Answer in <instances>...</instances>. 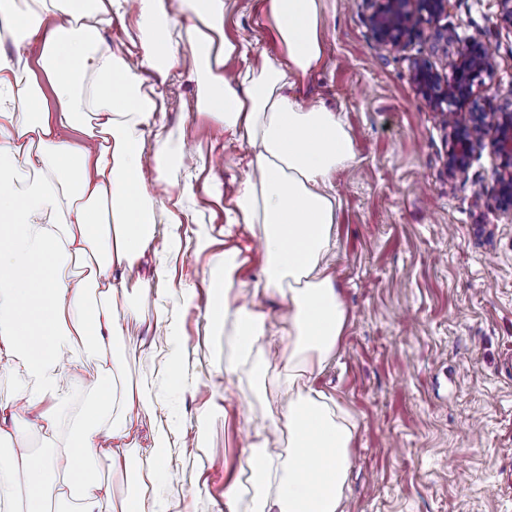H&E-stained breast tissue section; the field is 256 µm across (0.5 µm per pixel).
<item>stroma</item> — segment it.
Instances as JSON below:
<instances>
[{"instance_id":"obj_1","label":"stroma","mask_w":512,"mask_h":512,"mask_svg":"<svg viewBox=\"0 0 512 512\" xmlns=\"http://www.w3.org/2000/svg\"><path fill=\"white\" fill-rule=\"evenodd\" d=\"M258 0H234L224 23L252 52L274 51L255 17ZM328 53L305 81L308 100L342 112L357 162L337 172L340 200L335 274L349 311L338 356L318 376L357 423L346 512H512V215L500 211L498 159L475 154L466 176L449 177L448 136L410 82L413 57L431 59L429 29L404 51L378 47L363 0H320ZM496 0H451L448 22L481 37L493 54L494 81L512 91V30L498 26ZM196 86L169 87L167 128L173 153L193 148L194 169L147 174L154 200L192 183L189 205L206 227L221 231L224 197L243 176L237 145L194 110ZM484 188L482 206L473 192ZM210 255L185 249L167 263L171 299L197 292L179 310L186 349L199 382L180 402L185 443L170 448V479L161 493L185 512H221L224 473L269 408L283 395L278 351L265 392L246 371L224 393L223 325L208 323ZM145 322H129L117 351L126 380L153 395L167 345L155 325V293L136 296Z\"/></svg>"}]
</instances>
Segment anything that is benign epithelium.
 <instances>
[{"label": "benign epithelium", "instance_id": "7a95c632", "mask_svg": "<svg viewBox=\"0 0 512 512\" xmlns=\"http://www.w3.org/2000/svg\"><path fill=\"white\" fill-rule=\"evenodd\" d=\"M372 11L369 27L376 41L392 51H402L426 23L443 52L453 47L448 73L443 74L426 58L411 62L412 83L418 95L441 115L448 128V175L466 173L476 152L487 148L501 159L496 173L500 208L512 214V94L499 105H490L483 94L495 73V62L479 36L461 38L448 26L450 0H366Z\"/></svg>", "mask_w": 512, "mask_h": 512}]
</instances>
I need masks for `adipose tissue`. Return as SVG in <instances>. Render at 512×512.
Instances as JSON below:
<instances>
[{"instance_id":"adipose-tissue-1","label":"adipose tissue","mask_w":512,"mask_h":512,"mask_svg":"<svg viewBox=\"0 0 512 512\" xmlns=\"http://www.w3.org/2000/svg\"><path fill=\"white\" fill-rule=\"evenodd\" d=\"M226 12V0H0V369L20 379L0 400V512H50L54 501L102 512L109 489L91 467L98 457L139 474L142 491L121 512H182L178 499L157 493L181 428L141 433L143 414L169 416L173 394L197 383L179 317L158 316L170 396L152 401L119 386L110 349L125 335L116 302L135 265L159 245L180 249L192 221L183 206L192 186L160 217L143 176L145 155L161 178L176 162L164 84L185 51L201 87L197 112L244 150L224 234L256 226L264 253L254 282L238 249L215 253L208 317L228 338L224 369L247 368L260 389L266 339L288 348L287 400L225 478L224 512H239L245 497L251 512H343L356 423L315 378L348 325L329 255L333 178L355 164L354 146L340 112L304 104L295 91L324 61L319 0H262L280 50L255 60L225 36ZM116 18L132 21L124 53L105 36ZM232 58L243 67L229 78ZM64 129L80 131L83 145L61 140ZM91 360L98 372L87 382ZM32 427L45 448L35 460L7 446Z\"/></svg>"}]
</instances>
